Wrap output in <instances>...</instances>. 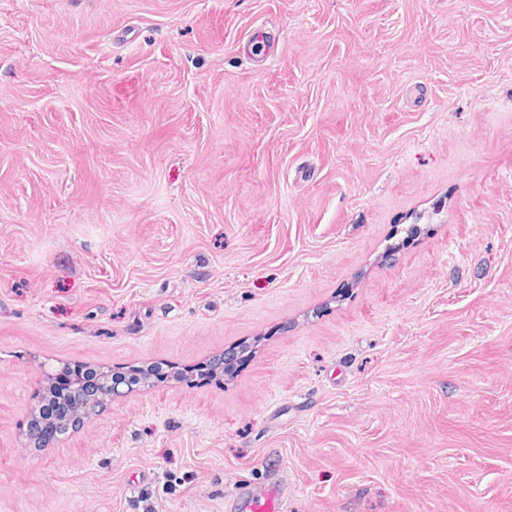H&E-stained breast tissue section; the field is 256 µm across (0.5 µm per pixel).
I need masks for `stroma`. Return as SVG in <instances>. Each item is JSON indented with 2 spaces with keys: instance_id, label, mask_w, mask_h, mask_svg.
Here are the masks:
<instances>
[{
  "instance_id": "35a3bbf8",
  "label": "stroma",
  "mask_w": 512,
  "mask_h": 512,
  "mask_svg": "<svg viewBox=\"0 0 512 512\" xmlns=\"http://www.w3.org/2000/svg\"><path fill=\"white\" fill-rule=\"evenodd\" d=\"M77 364L169 378L28 447ZM271 482L512 512V0H0V512Z\"/></svg>"
}]
</instances>
